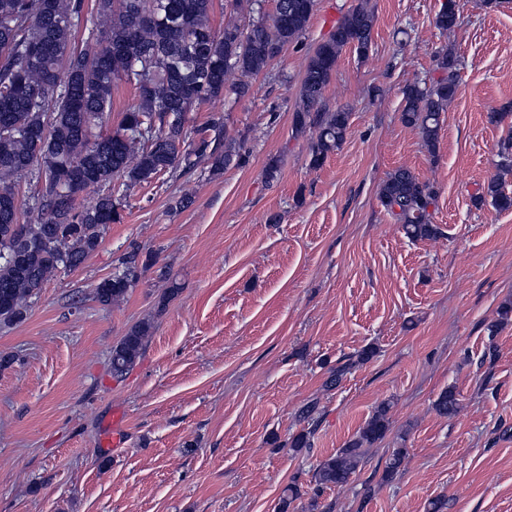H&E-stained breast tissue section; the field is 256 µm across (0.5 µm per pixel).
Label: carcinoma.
I'll use <instances>...</instances> for the list:
<instances>
[{
  "label": "carcinoma",
  "mask_w": 512,
  "mask_h": 512,
  "mask_svg": "<svg viewBox=\"0 0 512 512\" xmlns=\"http://www.w3.org/2000/svg\"><path fill=\"white\" fill-rule=\"evenodd\" d=\"M213 0H0V323L20 322L31 300L60 269L80 268L101 238V229L121 220V196L136 184H150L178 168L189 171L210 162L215 173L245 161L241 148L227 140L224 116L212 115L205 135L183 148L188 113L202 102L229 92L248 94L247 78L276 59L306 32L315 0H276L272 23L244 29L228 23L221 31L210 21ZM375 16L360 0L336 23L331 38L319 44L303 70L302 106L294 113L295 132L315 130L311 165L343 143L350 113L322 107L343 49L364 57L371 47ZM456 4L448 0L436 17L443 33L454 32ZM443 76L428 86L409 84L403 91L401 120L421 134L433 151L441 115L457 91V59L438 53ZM121 83L135 89L138 104L123 112L117 130L94 132L112 111V91ZM496 168L512 172V135L498 154ZM35 184L23 198L15 176ZM105 187L90 204L78 203L89 187ZM485 194L500 210L512 209V195L499 178ZM382 205L412 240L432 238L429 208L435 191L409 169L398 168L380 185ZM135 251L117 259L116 271L95 286L99 302L124 297L139 279ZM149 327H132L112 346V373L130 370L148 339ZM370 347L356 361L329 370L325 387H337L356 363L368 361ZM434 407L439 415L458 412L454 389L443 391ZM390 404L372 416L336 454L314 473L317 491L346 486L364 463L366 447L384 438ZM407 450L393 449L382 481L400 472Z\"/></svg>",
  "instance_id": "obj_1"
}]
</instances>
